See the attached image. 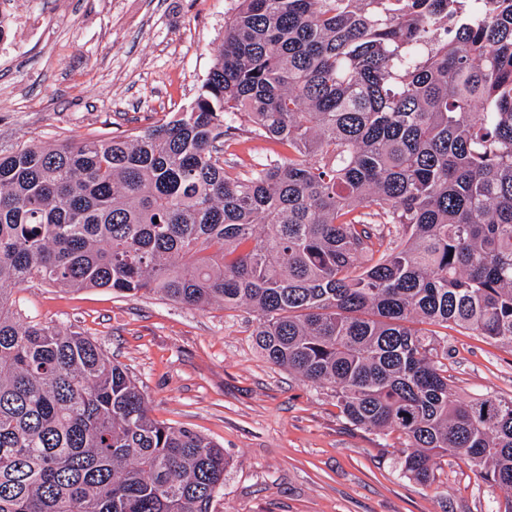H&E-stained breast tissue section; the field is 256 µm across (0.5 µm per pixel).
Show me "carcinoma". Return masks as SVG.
Segmentation results:
<instances>
[{
    "mask_svg": "<svg viewBox=\"0 0 512 512\" xmlns=\"http://www.w3.org/2000/svg\"><path fill=\"white\" fill-rule=\"evenodd\" d=\"M288 151L245 174L224 139ZM245 306L266 360L399 432L402 473L512 489V398L458 396L448 328L512 349V0H240L189 109L0 156V512H209L224 449L150 415L27 284Z\"/></svg>",
    "mask_w": 512,
    "mask_h": 512,
    "instance_id": "1",
    "label": "carcinoma"
}]
</instances>
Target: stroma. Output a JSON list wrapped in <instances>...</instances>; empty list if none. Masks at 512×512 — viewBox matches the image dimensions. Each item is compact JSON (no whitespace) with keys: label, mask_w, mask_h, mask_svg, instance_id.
Returning <instances> with one entry per match:
<instances>
[{"label":"stroma","mask_w":512,"mask_h":512,"mask_svg":"<svg viewBox=\"0 0 512 512\" xmlns=\"http://www.w3.org/2000/svg\"><path fill=\"white\" fill-rule=\"evenodd\" d=\"M36 31L0 53V154L88 134L143 131L190 107L239 0H32ZM270 145L245 133L224 157L244 172ZM21 318L98 341L144 389L152 416L224 450L210 512H507L455 456L420 484L398 462L407 444L350 426L328 388L267 362L249 309L192 308L153 294L31 283ZM448 377L460 397H512V349L448 332Z\"/></svg>","instance_id":"35a3bbf8"}]
</instances>
